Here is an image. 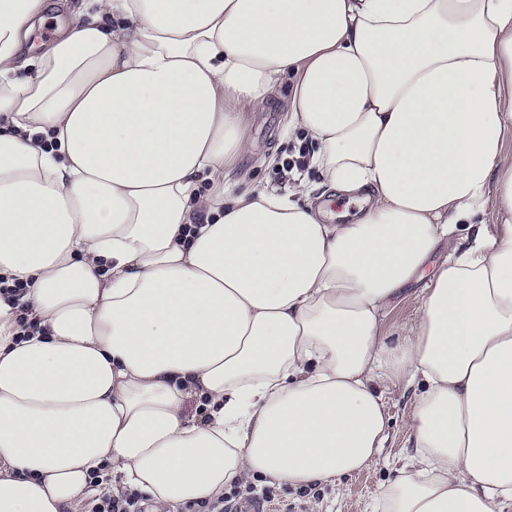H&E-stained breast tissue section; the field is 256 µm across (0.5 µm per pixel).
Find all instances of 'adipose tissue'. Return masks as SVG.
<instances>
[{
    "instance_id": "1",
    "label": "adipose tissue",
    "mask_w": 512,
    "mask_h": 512,
    "mask_svg": "<svg viewBox=\"0 0 512 512\" xmlns=\"http://www.w3.org/2000/svg\"><path fill=\"white\" fill-rule=\"evenodd\" d=\"M45 9L0 0V277L25 290L0 298V512H73L105 467L169 512L336 480L383 446L384 380L417 395L374 512H512V0H83L24 56ZM287 74L281 140L317 142L353 222L225 174ZM462 236H454L451 241H442L437 245L425 266L423 273L403 288L391 304L383 324L385 335L412 336L421 315L424 288H427L433 271L439 267L454 247H465Z\"/></svg>"
}]
</instances>
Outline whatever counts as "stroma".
I'll return each mask as SVG.
<instances>
[{
	"mask_svg": "<svg viewBox=\"0 0 512 512\" xmlns=\"http://www.w3.org/2000/svg\"><path fill=\"white\" fill-rule=\"evenodd\" d=\"M286 121L285 111L276 105L250 114L248 133L252 151L237 162L235 177L245 178L255 187L287 188L289 179L284 175V162L301 151L315 152L317 144L310 137L300 136L287 145H279L278 137ZM464 244L462 237L455 236L437 245L424 272L403 288L391 304L383 324L385 335H413L421 315L423 293L434 269L453 248ZM379 391L388 425L378 461L337 481L307 488L269 487L263 480H253L255 490L269 488L273 491V500L266 505L267 512H373L381 489L395 476L409 453V419L414 404V391L404 383L387 380L380 383Z\"/></svg>",
	"mask_w": 512,
	"mask_h": 512,
	"instance_id": "35a3bbf8",
	"label": "stroma"
}]
</instances>
